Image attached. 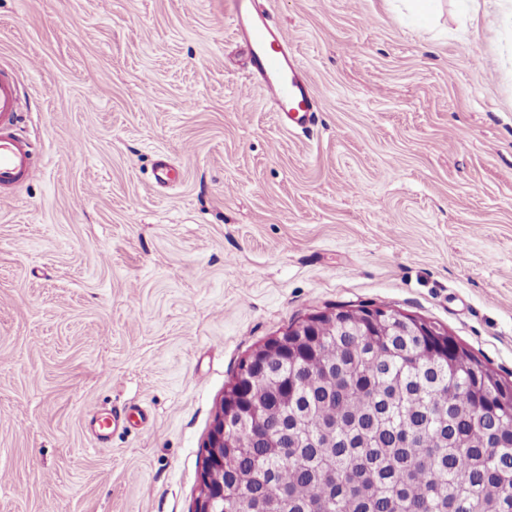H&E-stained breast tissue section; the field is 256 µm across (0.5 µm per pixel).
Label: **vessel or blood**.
Returning <instances> with one entry per match:
<instances>
[{
    "label": "vessel or blood",
    "mask_w": 512,
    "mask_h": 512,
    "mask_svg": "<svg viewBox=\"0 0 512 512\" xmlns=\"http://www.w3.org/2000/svg\"><path fill=\"white\" fill-rule=\"evenodd\" d=\"M233 24L248 54L250 79L265 91L289 129L312 125L320 91L306 76L283 29L256 0H235ZM19 103L16 79L0 70V191L32 180L38 173L35 148L18 130Z\"/></svg>",
    "instance_id": "b4317fda"
}]
</instances>
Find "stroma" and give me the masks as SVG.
<instances>
[{"mask_svg": "<svg viewBox=\"0 0 512 512\" xmlns=\"http://www.w3.org/2000/svg\"><path fill=\"white\" fill-rule=\"evenodd\" d=\"M266 2L322 91L305 132L231 0H0L40 168L0 197V512H193L241 361L341 306L512 375V9ZM115 408L146 420L97 440Z\"/></svg>", "mask_w": 512, "mask_h": 512, "instance_id": "stroma-1", "label": "stroma"}]
</instances>
